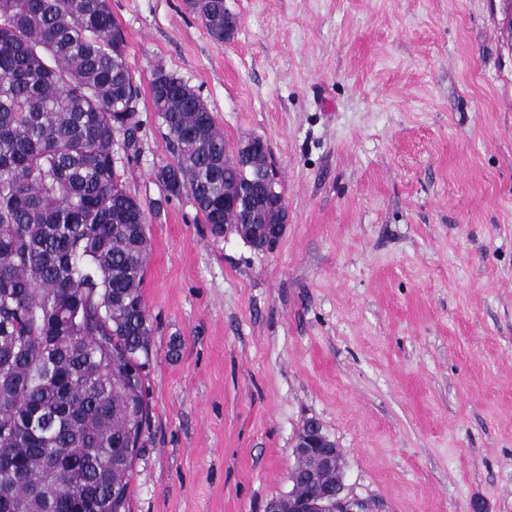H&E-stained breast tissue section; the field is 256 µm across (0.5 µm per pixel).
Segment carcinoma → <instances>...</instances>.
Listing matches in <instances>:
<instances>
[{"instance_id": "1", "label": "carcinoma", "mask_w": 512, "mask_h": 512, "mask_svg": "<svg viewBox=\"0 0 512 512\" xmlns=\"http://www.w3.org/2000/svg\"><path fill=\"white\" fill-rule=\"evenodd\" d=\"M216 40L224 0H184ZM110 0H0V512H124L149 409L140 358L146 207L112 164L139 154L138 87ZM170 160L163 200L185 197L222 235L248 212L224 196L266 182L229 162L200 94L150 82Z\"/></svg>"}]
</instances>
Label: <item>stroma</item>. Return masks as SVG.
I'll list each match as a JSON object with an SVG mask.
<instances>
[{"label":"stroma","instance_id":"obj_1","mask_svg":"<svg viewBox=\"0 0 512 512\" xmlns=\"http://www.w3.org/2000/svg\"><path fill=\"white\" fill-rule=\"evenodd\" d=\"M110 4L154 322L126 512H266L311 417L375 512H512V0H224L222 41L183 0ZM159 67L267 142L274 251L162 201Z\"/></svg>","mask_w":512,"mask_h":512}]
</instances>
